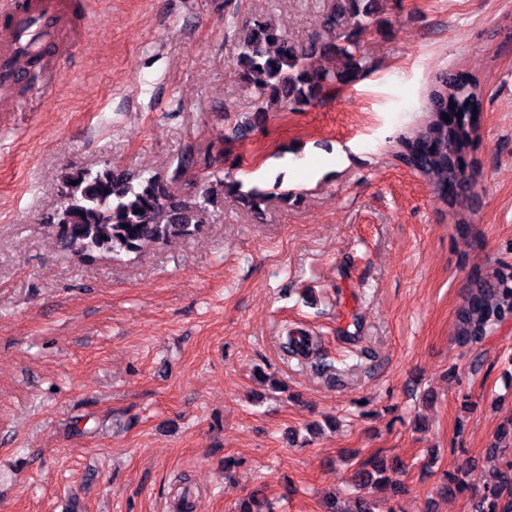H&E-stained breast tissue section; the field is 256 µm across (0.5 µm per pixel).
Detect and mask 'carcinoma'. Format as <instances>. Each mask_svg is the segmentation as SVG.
<instances>
[{"label": "carcinoma", "mask_w": 512, "mask_h": 512, "mask_svg": "<svg viewBox=\"0 0 512 512\" xmlns=\"http://www.w3.org/2000/svg\"><path fill=\"white\" fill-rule=\"evenodd\" d=\"M381 0H328L321 17L324 35L307 43L293 40L274 20L255 14L238 20L237 12L224 16L227 29L243 28L237 43L235 74L256 90L257 98L248 106L251 118L244 122L226 114L233 123L234 139L262 122L271 109L297 112L323 94L358 82L371 69L360 55V36L380 23ZM338 55L346 60L343 69L326 71L318 60ZM483 95L474 78L456 70H443L431 81L427 94V120L409 136L397 140L396 157L419 173L434 190L437 199L453 209L462 194L473 187L467 173L475 164L473 149L476 117ZM460 114L445 121L444 114ZM223 153L207 158L195 170L199 191L186 194L172 181L147 171H134L106 162L99 169L68 170L59 180V206L46 217L50 231L80 264L97 259L118 260L174 238H191L200 233L203 215L223 209L224 198L234 197L254 215L264 214L267 204L284 203L293 194L277 179L270 185H245L224 177L214 165ZM476 292L456 313V336L463 346H478L491 331L512 318V267L487 279L475 275ZM311 337L288 336L283 343L291 355L309 353ZM512 451V419L490 453L506 456ZM402 471L388 472L375 459L360 462L352 474L359 489L390 487L399 492ZM468 470L461 467L447 479L448 495L468 490ZM471 512H512V460L489 475L483 490L472 495Z\"/></svg>", "instance_id": "cac0c4a2"}]
</instances>
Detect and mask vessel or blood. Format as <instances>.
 I'll return each instance as SVG.
<instances>
[{
  "instance_id": "vessel-or-blood-1",
  "label": "vessel or blood",
  "mask_w": 512,
  "mask_h": 512,
  "mask_svg": "<svg viewBox=\"0 0 512 512\" xmlns=\"http://www.w3.org/2000/svg\"><path fill=\"white\" fill-rule=\"evenodd\" d=\"M91 21V12H79L76 0H0V90L8 94L33 74L63 69ZM32 24L40 41L30 53L22 41Z\"/></svg>"
}]
</instances>
